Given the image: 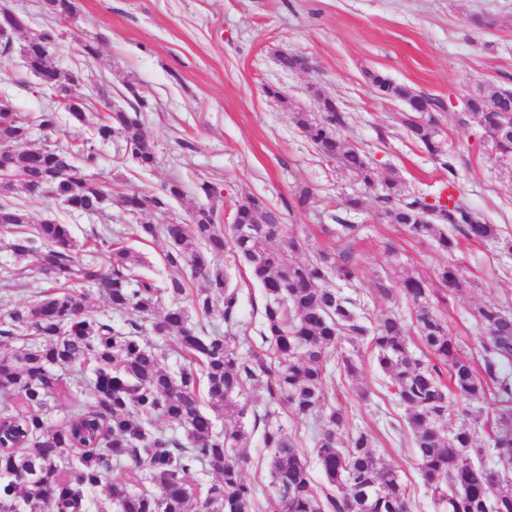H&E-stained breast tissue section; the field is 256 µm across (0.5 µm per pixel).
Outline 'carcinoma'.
<instances>
[{
	"instance_id": "1",
	"label": "carcinoma",
	"mask_w": 512,
	"mask_h": 512,
	"mask_svg": "<svg viewBox=\"0 0 512 512\" xmlns=\"http://www.w3.org/2000/svg\"><path fill=\"white\" fill-rule=\"evenodd\" d=\"M56 46L54 28L36 34L27 70L36 74L52 62ZM368 78L378 96L405 103L403 124L411 138L428 153H441L436 136L443 103L379 72ZM71 81L72 72L59 70L56 83L42 87L50 105L33 117L0 111V165L23 175L0 180V187L9 192L17 183L27 196L49 197L70 212L101 211L112 188L93 172L97 145L120 140L124 155L143 170L154 168L156 152L135 107L105 113L90 137L69 146L21 147L34 127L56 130L66 116L85 120L92 100L73 105ZM317 98L318 114L293 112L290 119L326 161L376 192L378 214L389 223L435 241L445 253L456 246L450 226L475 243L499 242L498 228L460 197L449 196L452 206L424 216L425 198L405 193L397 177L382 176L361 149L337 134L346 113L332 97ZM448 117L460 127L477 123L495 158H512V90L483 91L473 111ZM182 196L181 184L172 181L155 193H124L118 204L138 218ZM0 230L10 236L15 260L35 258L38 272L52 283L42 299L0 315V420L21 440L20 447L0 453V512H45L48 504L84 512L90 500L111 512H410L407 485L382 463L372 435L360 432L341 446L345 415L328 405L325 387L331 361L345 376L358 372L345 344H364L374 353L389 392L405 407L420 475L445 512H512V313L500 304L484 303L474 312L485 332L480 367L460 352L446 323L431 311L429 289L418 277L397 281L414 306L411 324L390 312L368 324L356 301L335 287L337 279L351 285L359 280L352 246L295 259L299 242L286 236L280 212L253 195L236 200L228 225L220 224L214 205L196 203L187 222L138 220L130 227L138 240L163 238L169 245L164 264L203 278L205 288L196 293L182 279L148 276L122 231L97 237L93 254L80 259L69 225L55 219L32 224L23 205L6 197L0 198ZM225 253L242 262L263 289L255 336L241 324L238 290L214 262ZM436 278L450 294L467 287L454 263L439 266ZM78 285L97 289L114 312L126 316L123 326L88 314L70 292ZM216 297L223 299L222 335L188 312L212 317ZM413 336L432 360L413 356ZM243 343L249 345L245 354L239 350ZM168 351L182 359L174 370L164 364ZM256 383L263 384L268 401H284L318 422L314 452L324 490H317L295 438L269 409L254 415V425L262 426V444L270 450L275 493L262 498L260 488L245 479L247 432L241 426L219 431L215 420L223 413L245 414L237 398ZM87 384L94 390L92 403L81 399ZM449 387L466 406L494 395V447L478 446L467 424L452 432L442 426ZM62 405L63 422L48 427ZM158 417L168 429L154 428ZM488 453L495 464L484 462ZM114 464L125 468L124 479L107 478ZM199 464L221 477L203 495L193 486Z\"/></svg>"
}]
</instances>
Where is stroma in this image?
I'll use <instances>...</instances> for the list:
<instances>
[{"instance_id": "35a3bbf8", "label": "stroma", "mask_w": 512, "mask_h": 512, "mask_svg": "<svg viewBox=\"0 0 512 512\" xmlns=\"http://www.w3.org/2000/svg\"><path fill=\"white\" fill-rule=\"evenodd\" d=\"M75 6L69 21L55 25L56 64L86 81L107 83L113 104L122 108L132 95L126 86L134 84L145 99L144 130L155 146L157 164L145 171L124 158L120 142L100 145L97 172L113 192L151 193L179 180L183 200L148 214L155 224L187 220L188 205L208 200L205 184L216 189L210 200L226 219L237 198L259 196L280 211L288 234L298 239L299 260L335 248L342 224L355 225L361 282L342 284V292L368 318L390 311L407 321L413 306L405 295L381 299L373 285L390 276L421 277L432 291L434 311L464 354H476L483 330L472 313L489 301L512 304V252L461 237L445 254L434 241H418L405 228L385 223L375 214L373 193L325 161L288 114L317 111L312 91L323 90L347 114L341 136L366 151L382 174L427 198L440 196L442 186L455 180L501 239L512 240V167L495 161L481 127L441 123L445 156H431L408 136L404 104L377 97L365 79L366 71H378L447 105L471 90L512 89V0H76ZM476 16L492 19V26H475ZM86 39L97 41L96 57L83 53ZM281 52L307 57L310 70L282 71L276 60ZM269 85L285 90L287 103L267 96ZM0 93L26 114L49 103L16 51L0 62ZM445 158L450 168L442 167ZM304 190L313 205L302 212L292 204ZM351 195L361 197V209H346ZM23 203L31 223L51 217L70 225L79 257L95 235L129 222L114 206L87 219L50 199L27 197ZM217 262L240 291L242 322L258 329L261 288L232 255ZM444 262L461 267L469 282L465 293L445 297L435 278ZM355 359L357 380L328 370V398L344 410L346 433L373 435L377 454L407 486L411 512H442L417 468L404 407L385 388L368 348L357 349ZM276 415L296 434L315 485H322L312 420L285 403L277 405ZM242 422L252 430L245 477L271 494L269 451L252 414Z\"/></svg>"}]
</instances>
